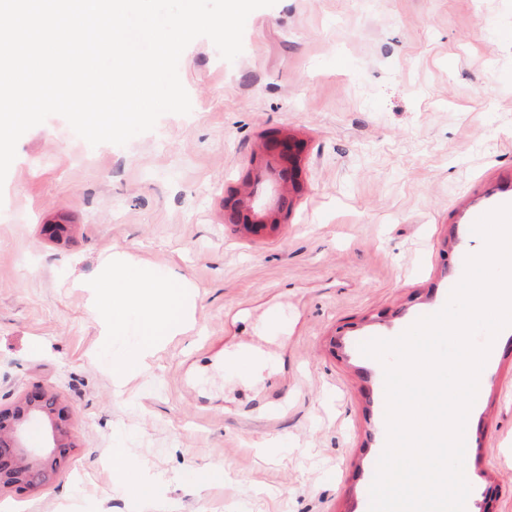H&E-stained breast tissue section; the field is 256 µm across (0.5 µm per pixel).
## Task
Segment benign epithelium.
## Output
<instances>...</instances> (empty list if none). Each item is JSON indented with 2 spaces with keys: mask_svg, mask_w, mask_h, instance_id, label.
I'll return each instance as SVG.
<instances>
[{
  "mask_svg": "<svg viewBox=\"0 0 512 512\" xmlns=\"http://www.w3.org/2000/svg\"><path fill=\"white\" fill-rule=\"evenodd\" d=\"M263 154L268 171L277 183V194L267 200L250 190L226 207L225 220L253 232L273 229L287 213V185L301 187L298 180L302 144L287 133L265 140ZM71 409L57 395L34 387L9 404H0V495L27 493L52 484L74 447L70 431ZM43 430V443H27L31 427Z\"/></svg>",
  "mask_w": 512,
  "mask_h": 512,
  "instance_id": "obj_1",
  "label": "benign epithelium"
}]
</instances>
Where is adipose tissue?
<instances>
[{
    "mask_svg": "<svg viewBox=\"0 0 512 512\" xmlns=\"http://www.w3.org/2000/svg\"><path fill=\"white\" fill-rule=\"evenodd\" d=\"M84 286L105 338L123 335L132 323L139 330L137 346L111 365L115 381L147 370L158 344L192 326L190 283L177 272L155 270L119 252Z\"/></svg>",
    "mask_w": 512,
    "mask_h": 512,
    "instance_id": "adipose-tissue-1",
    "label": "adipose tissue"
}]
</instances>
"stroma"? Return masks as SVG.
<instances>
[{"mask_svg": "<svg viewBox=\"0 0 512 512\" xmlns=\"http://www.w3.org/2000/svg\"><path fill=\"white\" fill-rule=\"evenodd\" d=\"M178 73L191 112L126 145L90 146L58 115L17 143L0 185V403L58 394L75 446L53 485L1 494L0 512H369L386 393L360 342L439 312L484 247L475 219L512 202V0H277L249 15L234 61L199 37ZM285 132L305 147L284 224L225 223ZM115 252L195 297L193 329L119 388L105 364L136 335L101 350L74 285ZM242 349L265 355L259 372L228 363ZM465 455V512L491 486L512 512V335Z\"/></svg>", "mask_w": 512, "mask_h": 512, "instance_id": "35a3bbf8", "label": "stroma"}]
</instances>
